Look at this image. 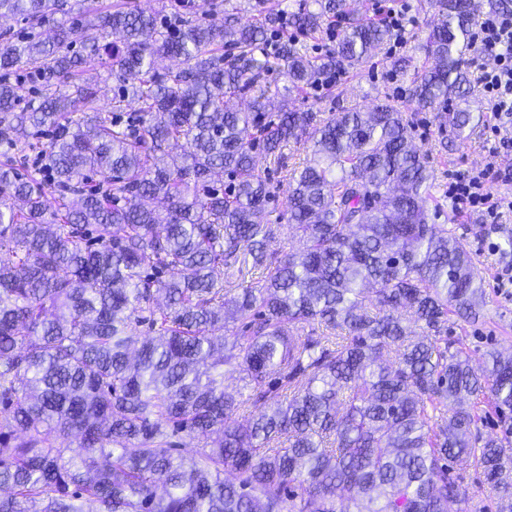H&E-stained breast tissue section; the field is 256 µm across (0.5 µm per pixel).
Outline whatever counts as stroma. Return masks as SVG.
<instances>
[{
  "label": "stroma",
  "mask_w": 512,
  "mask_h": 512,
  "mask_svg": "<svg viewBox=\"0 0 512 512\" xmlns=\"http://www.w3.org/2000/svg\"><path fill=\"white\" fill-rule=\"evenodd\" d=\"M409 8L406 23L407 42L398 49L383 44L356 72L344 75L332 89L324 86L306 87L293 91L288 99L290 108L330 115L351 105L368 106L379 100L401 105L410 97L413 78L423 69L425 56L421 44L437 17L430 0H391ZM468 103L481 122L464 137H456L440 112L411 107L408 118L414 142L428 158L434 173L431 191L435 204L431 217L435 223L454 221L458 235L471 249L479 276L486 287L487 315L478 323H455L450 336L455 348L461 349L473 366H482L491 349L512 350V297L501 294L494 281L501 267L512 265V249L506 240L512 239V213L500 223L489 224L479 213L456 211L448 198V177L451 173L482 167L487 161L488 123L494 116L487 109L479 87H472ZM285 165L277 167L265 156L257 164L273 194V222H288L287 197L291 168L300 166L308 155L306 143H291L284 150Z\"/></svg>",
  "instance_id": "stroma-1"
}]
</instances>
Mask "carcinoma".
Returning a JSON list of instances; mask_svg holds the SVG:
<instances>
[{"instance_id":"obj_1","label":"carcinoma","mask_w":512,"mask_h":512,"mask_svg":"<svg viewBox=\"0 0 512 512\" xmlns=\"http://www.w3.org/2000/svg\"><path fill=\"white\" fill-rule=\"evenodd\" d=\"M191 2L163 21L125 0L88 20L68 0H0L27 24L0 44V145L38 150L49 173L0 164V512H448L466 498L512 512V448L480 436L474 411L489 397L512 413V352L475 368L448 344V321L475 322L486 292L455 229L431 219L434 175L405 110L288 108V90L352 72L390 32L355 15L321 56L287 37L259 60L270 0H255L264 23L226 11L222 27ZM435 6L411 100L460 137L480 121L451 106L469 93L474 9ZM348 10L310 0L288 21L315 31ZM165 56L182 67L155 71ZM109 60L106 110L79 72ZM274 68L276 114L257 98L224 109ZM19 71L41 97L20 111ZM302 138L311 154L288 186L302 247L271 252L256 152L277 162ZM182 434L205 443L182 449ZM457 462L480 469L473 490Z\"/></svg>"}]
</instances>
